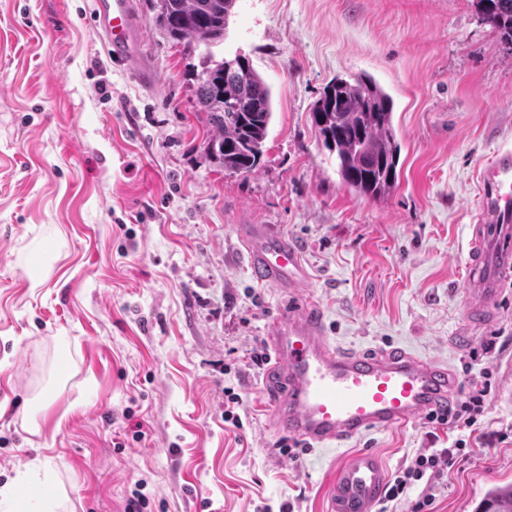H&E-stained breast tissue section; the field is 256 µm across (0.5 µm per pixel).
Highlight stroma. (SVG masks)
<instances>
[{
    "label": "stroma",
    "instance_id": "stroma-1",
    "mask_svg": "<svg viewBox=\"0 0 512 512\" xmlns=\"http://www.w3.org/2000/svg\"><path fill=\"white\" fill-rule=\"evenodd\" d=\"M93 0H0V486L59 512H329L346 448L283 453L254 362L287 294L257 284L237 227L272 224L301 250V292L346 347L404 345L489 378L481 429L512 426V296L454 348L477 171L512 147V51L473 0H237L215 58L246 56L271 89L266 160L208 154L196 106L207 51L160 38L138 0L145 87L106 57ZM394 100L400 185L365 200L340 182L310 113L334 77ZM496 338L494 351L471 350ZM239 399L241 427L224 420ZM42 399L41 431L23 424ZM469 430H373L387 474ZM428 512H476L512 482V443L473 442Z\"/></svg>",
    "mask_w": 512,
    "mask_h": 512
}]
</instances>
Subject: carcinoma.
<instances>
[{"instance_id":"carcinoma-1","label":"carcinoma","mask_w":512,"mask_h":512,"mask_svg":"<svg viewBox=\"0 0 512 512\" xmlns=\"http://www.w3.org/2000/svg\"><path fill=\"white\" fill-rule=\"evenodd\" d=\"M237 0H152L162 38L206 48L224 40ZM479 20L512 46V0H474ZM197 79V101L210 135L206 148L233 174L261 167L272 120L271 90L249 58L237 64L214 60ZM394 102L367 75L335 77L310 114L336 173L351 193L384 201L399 187L401 144L393 124ZM476 512H512V484L491 488Z\"/></svg>"}]
</instances>
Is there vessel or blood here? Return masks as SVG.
Returning a JSON list of instances; mask_svg holds the SVG:
<instances>
[{
    "instance_id": "b4317fda",
    "label": "vessel or blood",
    "mask_w": 512,
    "mask_h": 512,
    "mask_svg": "<svg viewBox=\"0 0 512 512\" xmlns=\"http://www.w3.org/2000/svg\"><path fill=\"white\" fill-rule=\"evenodd\" d=\"M96 28L114 66L139 74L144 40L135 0H94ZM480 192L463 292L467 323L482 324L512 291V148L479 170ZM240 238L252 276L295 292L311 279L299 248L270 224H243ZM263 378L276 430L314 449L341 448L374 429L417 422L445 412L458 395L459 377L443 360L403 347H344L328 336L313 301L289 305L273 318ZM387 475L379 454L361 449L335 467L327 484L331 512H374Z\"/></svg>"
}]
</instances>
